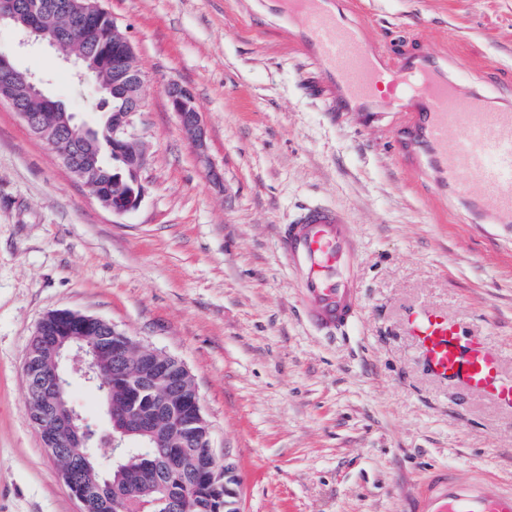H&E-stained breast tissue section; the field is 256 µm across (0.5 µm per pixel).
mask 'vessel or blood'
I'll use <instances>...</instances> for the list:
<instances>
[{
    "instance_id": "1",
    "label": "vessel or blood",
    "mask_w": 512,
    "mask_h": 512,
    "mask_svg": "<svg viewBox=\"0 0 512 512\" xmlns=\"http://www.w3.org/2000/svg\"><path fill=\"white\" fill-rule=\"evenodd\" d=\"M281 4L298 24L299 54L329 78L331 111L410 114L408 144L426 153V177L438 192L471 201L481 224L512 216V105L492 106L465 89L461 73L467 62H459L460 73L452 76L427 52H389L350 20L348 0ZM279 240L307 320L328 333L353 323L358 251L343 213L307 206L281 229ZM403 331L430 375L512 409V380L503 374L500 354L481 338L468 337L447 313L413 306ZM409 512H512V488L441 471L410 499Z\"/></svg>"
}]
</instances>
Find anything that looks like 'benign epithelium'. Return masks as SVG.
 Returning <instances> with one entry per match:
<instances>
[{
	"label": "benign epithelium",
	"instance_id": "obj_1",
	"mask_svg": "<svg viewBox=\"0 0 512 512\" xmlns=\"http://www.w3.org/2000/svg\"><path fill=\"white\" fill-rule=\"evenodd\" d=\"M83 2L67 0L63 4L58 0H41L30 6L22 0H0V24L12 25L25 40L33 37L58 49L84 80L96 71L97 64L86 54L69 52L63 36L53 31L55 21L61 16L81 17ZM112 29L123 38L124 53L121 59L112 60V83L96 82L94 87L104 98L110 94L125 101L122 110L112 112L108 118L112 153L121 157L137 176L147 163L145 145L136 130V118L146 107L145 79L140 68L132 63L136 59L132 43L119 32L115 20ZM166 92L171 111L192 149L199 158H207L205 124L191 89L171 82ZM33 99L49 101L37 75L19 70L11 56L0 50V100L13 107L37 138L54 148L58 138L65 136L73 124L88 133L95 131L93 125L79 123L75 114L66 112L57 136L48 138L40 134L35 114L27 107V101ZM59 158L72 173L86 171L94 164L93 158L80 159L72 151L59 154ZM143 195L144 188L139 183L134 194L113 196L106 209L115 214L131 212L140 205ZM81 318L83 325L79 331L66 337L45 336L26 352L24 376L34 387L28 411L35 415L45 450L53 457L67 454L73 461L90 459L84 449L93 439V429L63 400L70 374H78L97 386L110 401L116 390L123 393L127 403L146 392L150 407L118 414L109 412L112 432L108 443L112 447L113 465L120 468L134 455L135 448L127 440L130 435L148 437L151 442L162 444L159 423L164 419L185 438L183 454L171 461V468L181 470L183 458H188L197 475L224 487V512H240L236 466L228 453L220 454L214 448L212 429L204 419L199 393L184 384L189 377L184 363L143 346L101 318L86 314ZM144 476L147 481L140 487L118 485L110 479L92 484L94 492H80L76 496L79 512H100L109 506L112 512H129L134 507L137 512H187L189 496L184 491L177 486L166 488L155 483L148 469Z\"/></svg>",
	"mask_w": 512,
	"mask_h": 512
}]
</instances>
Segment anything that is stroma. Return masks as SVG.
Masks as SVG:
<instances>
[{"mask_svg": "<svg viewBox=\"0 0 512 512\" xmlns=\"http://www.w3.org/2000/svg\"><path fill=\"white\" fill-rule=\"evenodd\" d=\"M390 50L424 38L439 66L512 103V0H360ZM147 77L137 127L148 164L117 215L0 103V512H78L25 404L41 318L72 310L184 363L241 512H403L439 468L512 482V411L431 378L402 332L409 307L447 311L512 377V223L473 224L400 145L403 114L332 112L276 0H104ZM0 49L79 118L92 100L62 54L0 25ZM192 89L200 160L171 112ZM309 204L341 210L358 246L346 334L309 325L278 228ZM68 402L98 432V394Z\"/></svg>", "mask_w": 512, "mask_h": 512, "instance_id": "1", "label": "stroma"}]
</instances>
